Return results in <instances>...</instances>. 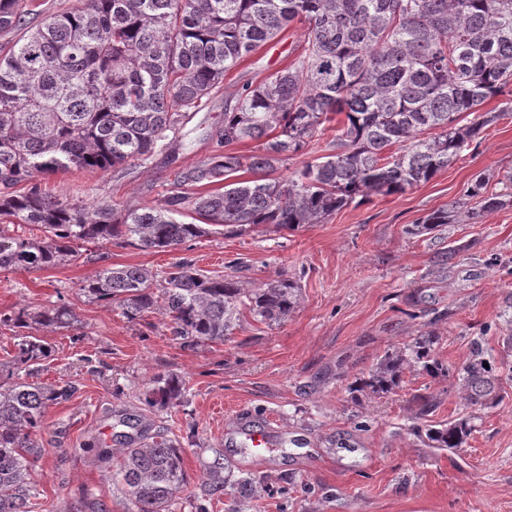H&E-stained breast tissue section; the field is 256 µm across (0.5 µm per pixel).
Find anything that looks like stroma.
Segmentation results:
<instances>
[{
  "mask_svg": "<svg viewBox=\"0 0 512 512\" xmlns=\"http://www.w3.org/2000/svg\"><path fill=\"white\" fill-rule=\"evenodd\" d=\"M303 47L302 27L291 24L247 56L225 74L185 146L158 153L149 167L50 174L40 177L42 188L86 206L102 198L120 208L160 205L175 171L212 154L210 133L226 101L291 65ZM484 108L498 120L429 182L371 196L324 223L294 231L264 225L242 235L219 226L173 252L112 244L100 259L86 251L53 268L0 271V313L62 297L77 314L74 327L34 331L50 346L41 381L79 387L47 409L37 434L45 454L30 471L35 512H128L114 474L124 436L135 429H165L182 444L190 488L169 512H195L200 499L209 512H512V207L475 224L407 232L426 213L463 199L478 174L493 193L512 184V93ZM183 258L206 274L246 261L256 285L294 279L300 304L281 325L247 315L231 339L186 346L162 314L132 322L117 305L79 295L102 264L160 273ZM425 333L437 336L447 376L408 371L391 392L351 393L350 384L386 353ZM477 345L498 366L506 394L477 413L461 450L430 448L411 431L413 398H437L433 423L469 415L457 374ZM169 372L185 378L184 397L151 406L153 378ZM248 428L270 431L264 459L251 449ZM98 443L111 448L109 461L98 459ZM219 452L224 493L212 497L206 472ZM248 474L256 484L244 497L236 482Z\"/></svg>",
  "mask_w": 512,
  "mask_h": 512,
  "instance_id": "35a3bbf8",
  "label": "stroma"
}]
</instances>
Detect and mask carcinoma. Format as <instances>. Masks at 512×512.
I'll return each instance as SVG.
<instances>
[{
    "label": "carcinoma",
    "instance_id": "obj_1",
    "mask_svg": "<svg viewBox=\"0 0 512 512\" xmlns=\"http://www.w3.org/2000/svg\"><path fill=\"white\" fill-rule=\"evenodd\" d=\"M293 22L304 26L303 54L225 104L214 154L177 171L160 206L102 201L88 209L37 183L58 171L147 166L183 138L224 74ZM2 30L20 36L0 49V218L37 225L44 236H13L1 224L0 270L56 267L77 257L81 244L168 252L215 225L236 235L265 224H321L358 198L430 181L480 139L497 118L482 106L512 86V0H84L36 28L26 26L19 0H0ZM466 113L477 118L466 122ZM428 130L437 134L424 136ZM328 131V154L286 178L272 176ZM243 141L255 142V151H224ZM245 173L254 178L239 180ZM486 188V177L476 176L466 200L427 214L411 232L439 230L457 208L477 220L512 203V192L489 195ZM229 269L207 275L179 261L158 285L147 268L109 265L79 293L118 303L130 320L161 302L173 337L190 345L226 340L245 311L268 326L294 312L297 282L245 288L249 267L235 261ZM74 320L72 303L60 298L32 313L0 314V327L55 331ZM434 343L421 336L386 354L357 388L391 391L407 370L448 374ZM48 350L45 340L20 336L14 361L33 381L0 377V512H33L29 466L44 455L34 432L48 407L77 392L72 382L34 380ZM493 372L474 349L460 378L468 404L485 409L501 401ZM185 390L179 375L158 376L149 402L167 407ZM416 401L415 420L437 407L431 396ZM412 431L431 448L452 450L473 426L465 417ZM124 454L120 483L132 512H168L188 485L179 440L137 435ZM223 472L218 452L208 466L215 493L224 488Z\"/></svg>",
    "mask_w": 512,
    "mask_h": 512
}]
</instances>
